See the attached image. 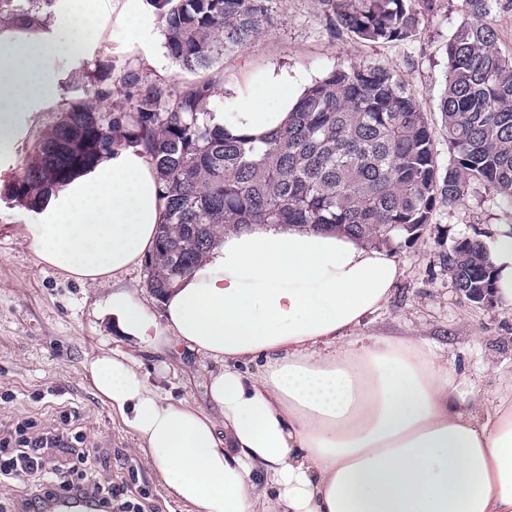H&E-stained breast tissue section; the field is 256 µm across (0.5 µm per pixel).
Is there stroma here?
Segmentation results:
<instances>
[{"instance_id":"obj_1","label":"stroma","mask_w":512,"mask_h":512,"mask_svg":"<svg viewBox=\"0 0 512 512\" xmlns=\"http://www.w3.org/2000/svg\"><path fill=\"white\" fill-rule=\"evenodd\" d=\"M140 22L128 37L125 20L110 17L106 37L63 69L61 94L83 95L86 73L120 74L133 69L178 89L197 79L180 69L165 47L162 27L147 0H138ZM263 33L237 56L224 59L215 89L214 111L235 116L245 96L264 112L276 111L281 98L296 102L315 80L353 64L380 66L394 73L420 100L436 132L440 165L448 163L438 103L448 71L446 45L465 14L462 0H435L421 11L413 36L390 43H365L332 25L319 0H272ZM284 73L287 85L266 79ZM28 208L0 192V430L32 421L51 430L71 414V430L96 450L103 467L100 483L125 485L145 512H195L169 495L138 440L110 405L98 398L82 364L96 351L119 350L138 359L142 371L159 381L173 399L204 404L206 370L180 351L156 353L113 333L99 317V288L88 287L47 265L36 255L21 226ZM512 228V210L491 189L471 184L464 202L437 203L429 224L413 241L393 238L386 248L402 275L385 310L371 316L366 335L428 337L442 347L458 371L495 392L512 375V311L494 304L476 306L457 292L448 274V249L467 236L489 241L500 226Z\"/></svg>"}]
</instances>
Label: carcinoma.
Masks as SVG:
<instances>
[{
    "instance_id": "1",
    "label": "carcinoma",
    "mask_w": 512,
    "mask_h": 512,
    "mask_svg": "<svg viewBox=\"0 0 512 512\" xmlns=\"http://www.w3.org/2000/svg\"><path fill=\"white\" fill-rule=\"evenodd\" d=\"M271 0H149L179 66L203 76L176 92L134 70L93 78L85 97L63 99L12 186L35 205L73 172L117 147L139 146L155 166L164 203L148 269L163 294L188 274L225 227L301 224L379 244L414 239L436 203H462L474 182L512 206V52L499 49L490 16L502 0H462L466 18L447 45L440 101L448 166L415 95L394 74L365 64L335 69L309 86L288 123L260 138L215 121L220 63L270 20ZM54 0H0V25L21 16L48 25ZM333 23L373 42L404 40L418 26L412 0H320ZM448 270L472 303L491 300L494 270L480 240L448 248Z\"/></svg>"
}]
</instances>
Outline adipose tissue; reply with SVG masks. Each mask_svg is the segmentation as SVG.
I'll use <instances>...</instances> for the list:
<instances>
[{"instance_id": "ef3b65f1", "label": "adipose tissue", "mask_w": 512, "mask_h": 512, "mask_svg": "<svg viewBox=\"0 0 512 512\" xmlns=\"http://www.w3.org/2000/svg\"><path fill=\"white\" fill-rule=\"evenodd\" d=\"M113 8L57 0L54 33L0 26V174ZM287 117L248 97L227 128L259 136ZM162 220L150 157L122 146L50 191L23 231L46 265L111 282L103 311L122 335L217 365L202 408L127 353L83 363L172 497L196 512H268L272 494L283 512H512V378L490 397L422 337L361 333L401 276L387 250L295 224L227 228L153 308L123 278ZM488 254L495 300L512 308V229Z\"/></svg>"}]
</instances>
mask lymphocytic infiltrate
I'll list each match as a JSON object with an SVG mask.
<instances>
[{
	"label": "lymphocytic infiltrate",
	"mask_w": 512,
	"mask_h": 512,
	"mask_svg": "<svg viewBox=\"0 0 512 512\" xmlns=\"http://www.w3.org/2000/svg\"><path fill=\"white\" fill-rule=\"evenodd\" d=\"M33 427V422L26 421L0 438V483L29 485L30 492L22 502L25 512H39L44 500L72 490L84 497L102 495L105 502L116 503L120 512H135L123 485L93 484L94 464L82 436L37 433Z\"/></svg>",
	"instance_id": "f902f5d3"
}]
</instances>
